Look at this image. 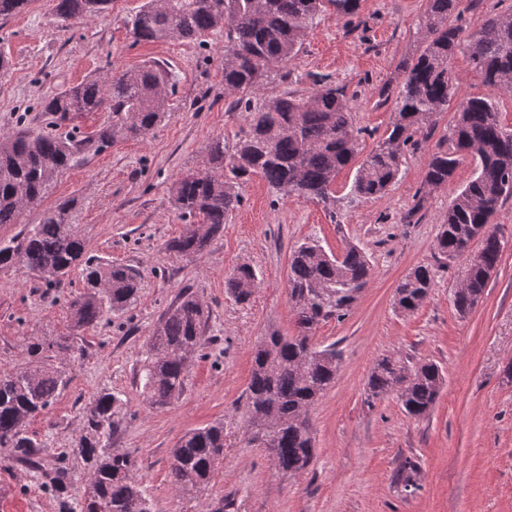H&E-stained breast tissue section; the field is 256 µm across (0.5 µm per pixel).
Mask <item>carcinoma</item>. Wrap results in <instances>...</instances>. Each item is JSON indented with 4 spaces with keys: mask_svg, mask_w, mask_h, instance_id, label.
Masks as SVG:
<instances>
[{
    "mask_svg": "<svg viewBox=\"0 0 512 512\" xmlns=\"http://www.w3.org/2000/svg\"><path fill=\"white\" fill-rule=\"evenodd\" d=\"M31 0H0V18L24 11ZM112 0H56L64 20H90L104 14ZM462 0H428L422 18L424 47L402 64L403 82L389 133L358 165L350 193L355 199L378 198L397 180L406 152L434 117L448 108L458 92V79L449 67L456 51L469 57L485 85L512 89V10L489 16L479 30L460 38V28L448 19L460 11ZM360 0H145L131 22L134 41L197 42L214 31L224 32V91L237 96L235 106L248 112L246 127L233 145L212 139L200 168L173 183L175 208L192 219L179 237L165 244L179 257L198 259L223 231L228 217L242 202L240 187L256 175L277 194L288 198L335 203L331 186L358 153L345 92L321 77L305 97L286 94L259 106L251 96L268 78L270 69L298 52L313 18L329 9L336 17H358ZM172 73L161 62L129 69L119 75L89 78L47 99L41 111L51 116L47 129L21 128L0 134V225L16 224L21 202L38 207L67 169L88 164L114 141L144 138L162 121ZM82 112H105L107 119L93 132L56 127ZM451 146L434 151L422 180L429 194L449 186L460 164L473 166V177L455 189L440 224L436 248L453 260L465 258L462 281L453 305L470 312L487 288L501 258L502 240L492 220L512 197V129L499 120L493 100L470 97L462 102L447 138ZM77 199L69 197L42 212L38 223L16 236L0 239V270L24 268L52 285L72 270L82 272L85 289L71 302L74 326L98 324L137 300L139 274L124 265L96 263L88 244L72 223ZM481 248L469 253L473 241ZM371 268L365 253L350 245L341 256L310 241L289 257L288 295L297 334L272 331L254 348L247 388L248 442H260L277 473L297 475L314 456L309 411L318 395L336 379L337 353L317 349L310 335L324 321L343 319L367 287ZM255 269L234 268L224 286L241 301L257 287ZM431 270L418 266L396 289V305L413 313L432 288ZM210 311L188 288L159 321L147 345L141 367L143 393L149 407H162L182 393L188 362L202 346ZM73 349L69 338H45L28 345V367L0 370V448H10L29 462L54 493H66L79 477L65 465L68 453L90 464L92 475L82 500L67 503L66 512H153L143 483L133 473L132 460L107 450L108 438L124 424L126 402L114 392H102L89 403L85 433L76 447L57 454V464L45 470L41 448L29 433L30 420L44 413L69 378L64 365L45 364ZM444 384L440 367L431 362L408 367L386 356L373 367L369 390L379 396L402 389L399 400L411 417L432 409ZM224 456V423L199 427L182 436L174 449L168 477L182 495L192 496L210 483ZM416 465L404 461L396 479L415 484Z\"/></svg>",
    "mask_w": 512,
    "mask_h": 512,
    "instance_id": "1",
    "label": "carcinoma"
}]
</instances>
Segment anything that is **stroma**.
<instances>
[{"instance_id":"1","label":"stroma","mask_w":512,"mask_h":512,"mask_svg":"<svg viewBox=\"0 0 512 512\" xmlns=\"http://www.w3.org/2000/svg\"><path fill=\"white\" fill-rule=\"evenodd\" d=\"M142 3L112 0L98 18L64 20L56 0H32L24 12L0 19V54L10 61L0 70V133L45 127L42 101L92 76L156 59L168 64L176 84L165 119L146 138L119 142L65 171L43 202L49 208L77 198L89 256L139 270L135 304L77 331L69 304L84 290L79 273L50 288L27 270L0 271V369L22 367L28 343L48 336L70 337L77 348L66 359L69 384L29 423L44 444L45 464L78 440L88 404L107 391L119 393L128 410L109 448L130 456L154 512H512V198L494 218L500 264L477 306L462 316L453 293L463 262L441 256L436 240L454 188L470 180L473 168L461 164L451 187L418 194L461 103L492 98L502 124L512 128V91L486 86L466 54L455 53L458 94L407 153L398 182L383 196L352 199L351 166L337 176L329 207L276 195L254 176L223 232L202 257L185 259L165 249L186 228L172 184L201 165L213 138L234 141L247 114L224 92L223 33L200 44L134 41L127 22ZM426 7L427 0H361L353 21L322 13L295 57L273 67L261 98L305 95L314 76L329 78L351 101L358 154L366 156L391 128L395 102L380 91L398 88L399 63L422 48ZM310 239L335 254L356 244L373 275L345 318L323 322L311 338L319 348L336 346L340 360L334 383L310 409L313 462L289 477L248 444L246 391L257 339L273 330L295 333L288 262L293 247ZM242 263L259 280L243 303L224 286ZM419 265L431 267L435 279L423 305L407 315L394 305L395 289ZM186 288L210 309L204 344L188 364L181 395L151 408L139 380L146 342ZM385 355L441 368L444 385L428 416L410 417L396 394L371 396V369ZM217 420L224 423V457L209 487L192 497L178 494L167 479L173 449L186 432ZM407 459L418 465L413 491L395 479ZM0 512H61L56 495L40 488L36 473L9 450L0 451Z\"/></svg>"}]
</instances>
